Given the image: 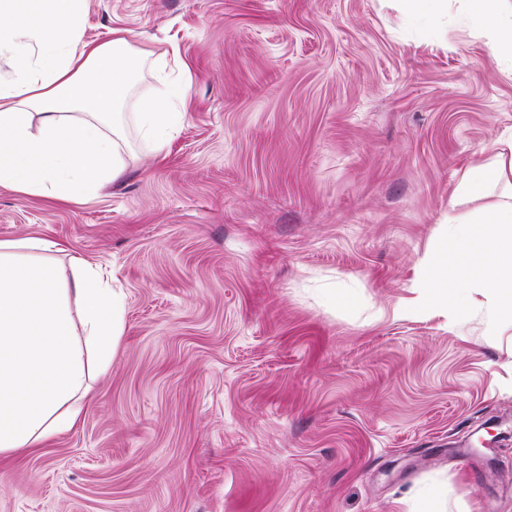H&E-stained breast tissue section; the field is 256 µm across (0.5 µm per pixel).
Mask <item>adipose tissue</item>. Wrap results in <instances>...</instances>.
<instances>
[{
  "instance_id": "ef3b65f1",
  "label": "adipose tissue",
  "mask_w": 512,
  "mask_h": 512,
  "mask_svg": "<svg viewBox=\"0 0 512 512\" xmlns=\"http://www.w3.org/2000/svg\"><path fill=\"white\" fill-rule=\"evenodd\" d=\"M85 2L0 0V62L13 66L0 74V187L76 204L117 180L126 141L116 111L144 69L158 85L134 120L156 157L185 121L188 81L169 77L124 31L85 40ZM463 9L492 55L512 57V0H463ZM499 183L512 185V137L462 173L457 193L479 200ZM445 224L421 294L401 314L444 309L465 324L477 283L496 295L495 313L512 319V201L472 220L449 213ZM62 250L47 237L0 240V459L71 431L93 372L108 369L125 334L122 291L83 258L60 268L53 257Z\"/></svg>"
}]
</instances>
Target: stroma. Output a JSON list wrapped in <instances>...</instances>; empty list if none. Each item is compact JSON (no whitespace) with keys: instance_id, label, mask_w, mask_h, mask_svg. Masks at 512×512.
Listing matches in <instances>:
<instances>
[{"instance_id":"35a3bbf8","label":"stroma","mask_w":512,"mask_h":512,"mask_svg":"<svg viewBox=\"0 0 512 512\" xmlns=\"http://www.w3.org/2000/svg\"><path fill=\"white\" fill-rule=\"evenodd\" d=\"M191 92L165 159L83 203L0 187V239L126 296L75 429L0 463V512H512V325L400 314L462 172L512 132V66L459 0H87ZM358 293L332 308L329 291ZM410 20L420 23H433L448 8L447 0H397Z\"/></svg>"}]
</instances>
